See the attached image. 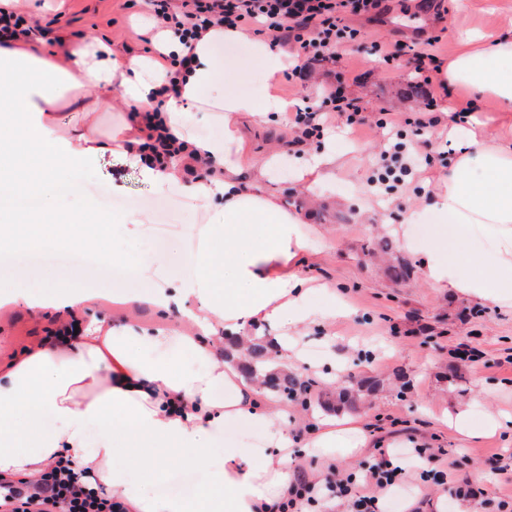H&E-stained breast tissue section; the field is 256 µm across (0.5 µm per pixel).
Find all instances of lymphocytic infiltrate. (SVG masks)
I'll return each instance as SVG.
<instances>
[{
  "mask_svg": "<svg viewBox=\"0 0 512 512\" xmlns=\"http://www.w3.org/2000/svg\"><path fill=\"white\" fill-rule=\"evenodd\" d=\"M155 16L171 28L185 55L159 54L157 61L166 70L192 61L194 41L215 28H231L241 32L273 34L275 42L291 45L297 62L292 75H300L310 64L332 58L339 46L356 44L360 31L349 25L351 15L375 13L381 0H152ZM378 63L395 65L406 59L421 85L426 86L428 104H435L436 93L446 90L440 80L442 61L429 50L407 44L390 47L373 44ZM344 117L347 125H374L384 130L385 140L380 153L383 175L375 179L376 187L385 193L410 190L422 168L432 166V156L412 157L403 140L405 134L418 137L437 123L436 116L418 112L405 117L384 112L376 120L363 116L359 106L345 96L336 85L312 102L289 113L288 123L294 131L293 145L307 144L322 137L332 127L333 117ZM392 451L382 448L368 468L365 477L340 471L335 478L319 484L301 480L306 506L315 508L335 502L342 512H390V497L404 483L405 468L393 462ZM424 480L448 485L452 496L474 499L484 496L483 487L469 480L449 482L453 467L442 454L427 459ZM0 512H125L122 502L102 488L93 487L88 469L78 468L68 459H59L54 468L34 480L0 481Z\"/></svg>",
  "mask_w": 512,
  "mask_h": 512,
  "instance_id": "1",
  "label": "lymphocytic infiltrate"
}]
</instances>
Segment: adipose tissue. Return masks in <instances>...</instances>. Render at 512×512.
<instances>
[{
    "mask_svg": "<svg viewBox=\"0 0 512 512\" xmlns=\"http://www.w3.org/2000/svg\"><path fill=\"white\" fill-rule=\"evenodd\" d=\"M239 38V32L215 30L197 41L193 68L174 84L163 112L169 133L190 142L213 175L183 183L172 164L149 170L158 188L181 186L202 203L224 198L222 222L199 230L190 278L169 279L145 256L135 268L145 290L130 294L129 302L148 303L164 317L179 315L185 330L177 333L164 323L97 322L64 343L35 347L0 366L1 478L40 475L66 455L91 467L129 512H269L295 488L294 450L282 425L288 407L243 376L238 356L217 353L214 326L223 324L227 335L242 340L255 326H278L283 340L277 355L291 362L299 357L291 345L299 325L336 319L340 311L310 305L314 289L297 271L310 249L302 214L280 207L261 186L245 189L240 163L231 157L241 118L277 111L276 101L221 98L223 137L191 136V107L225 76L213 47ZM460 44L442 68L444 81L466 82L493 99L497 111L512 112V29L468 35ZM99 49L92 40L75 44L60 66L34 36L16 48H0V112L22 113L20 135L0 133V249L21 238L31 245L77 248L96 259L108 255L110 227L100 223L93 204L85 203L77 214L54 209L53 187L66 172L136 148L142 120L131 117L103 138L91 121L80 130L65 126L58 109L82 104L92 93L103 105L116 92L147 106L170 82L166 71L147 68L141 58L121 62L99 56ZM448 134L464 138L466 149L441 176L430 205L437 222L447 225L448 237L426 262L424 279L434 288L512 305V140L476 118L466 127L449 124ZM24 152L38 164L20 181L13 168ZM476 227L495 247L493 264H481L461 248ZM69 278L67 288L55 270H46L40 295L27 299V306L77 315L90 292L80 285V271ZM242 422L260 431L259 441L226 439L227 429ZM168 448L182 450L181 465L203 470L195 500L145 489L146 481L170 466ZM128 450L141 479L133 478L123 459Z\"/></svg>",
    "mask_w": 512,
    "mask_h": 512,
    "instance_id": "obj_1",
    "label": "adipose tissue"
}]
</instances>
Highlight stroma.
<instances>
[{
    "label": "stroma",
    "mask_w": 512,
    "mask_h": 512,
    "mask_svg": "<svg viewBox=\"0 0 512 512\" xmlns=\"http://www.w3.org/2000/svg\"><path fill=\"white\" fill-rule=\"evenodd\" d=\"M17 9L38 25L37 36L54 61L64 62V42L76 43L97 35L127 54H146L154 21L148 0H19ZM363 37L354 47H341L336 60L315 64L307 81L293 85L287 79L268 84L261 68L249 63V41L217 43L215 54L232 76L216 83L214 96L253 97L264 102L274 96L282 107L312 98L326 85L343 79L345 91L368 118L382 111L420 112L425 95L417 89L409 66L389 69L371 54L372 43H432L441 59L454 54L456 33L492 32L512 25V0H383L377 13L353 18ZM494 111L498 132L512 136V118L495 112L492 101L466 87L452 88L450 96L437 101V110L456 112L466 106ZM245 135L238 144L243 185L261 183L264 191L282 208L303 212L304 226L313 243L299 268L302 275L325 284L336 300L348 307L350 317L321 324H304L297 338L305 352L300 369L311 383L307 409L291 418L288 430L294 447H302L305 427L328 418L322 408L325 394L335 392L338 382L329 378L325 364L336 366L338 375L355 371L358 376L379 380L380 388L365 396L354 410L359 434H346L336 450V462L345 470L365 472L379 449L393 451L396 463L412 464L411 450L426 454L445 450L455 459L453 478L479 476L485 500H457L444 485L422 482L417 475L394 494L396 512H492L488 499L512 494V422L488 430L489 417L512 413V308L482 302L448 288H433L423 277V264L433 244L446 236V225L436 223L428 205L439 187L437 176L446 173L434 163L431 182L420 194L395 193L376 198L368 190L369 178L378 176L382 141L369 129L346 126L330 129L322 140L304 147L301 156L333 153L339 160L332 182L308 187L297 178L288 143L293 133L281 111L265 120H245ZM85 184L99 196L101 216L129 213L146 215L151 224L181 225L180 233L165 242L145 237L142 250L158 259L176 279L191 275L188 254L196 230L206 217H219L221 200L211 210L191 207L179 188L159 189L142 164L114 154L99 164L77 168L62 176L60 185ZM418 212L415 223H406L409 212ZM12 267L24 269L31 289H38L46 269L67 273L82 267L83 284L96 286L100 265L86 256L33 266L18 250L8 252ZM412 270L409 280L396 277L400 264ZM130 286L109 283L106 293L92 297L79 318L82 323L129 318L154 321L146 305H127ZM64 318L48 308L32 316L24 299L0 297V362L28 347L48 340L51 330ZM475 348L474 358L460 360L461 346ZM468 413V435L446 424V417ZM493 452L502 454L504 470L493 473L484 465Z\"/></svg>",
    "instance_id": "obj_1"
}]
</instances>
